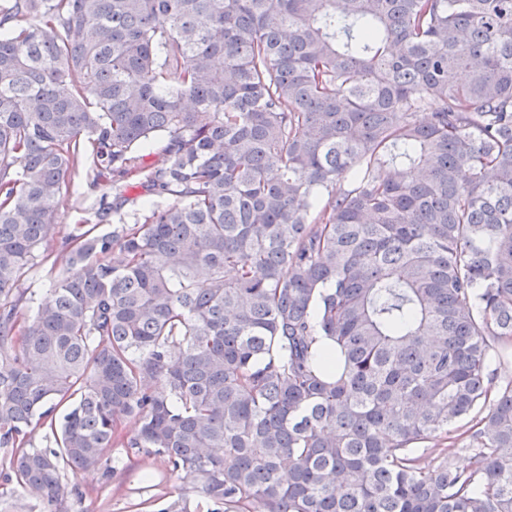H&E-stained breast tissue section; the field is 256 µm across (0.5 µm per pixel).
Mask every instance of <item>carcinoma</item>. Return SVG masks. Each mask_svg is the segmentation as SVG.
<instances>
[{
	"label": "carcinoma",
	"instance_id": "obj_1",
	"mask_svg": "<svg viewBox=\"0 0 512 512\" xmlns=\"http://www.w3.org/2000/svg\"><path fill=\"white\" fill-rule=\"evenodd\" d=\"M511 343L512 0H0L3 484L67 512L120 447L160 512H512ZM74 195L65 208L59 223L60 233L57 238L67 235L74 224H79L83 219L92 217L90 208L98 207L102 195H106V201L112 203V190L110 189H90L84 179H77L74 185ZM74 198H78L81 202V208H87L86 211L76 210L72 208ZM48 266L36 265L23 279L18 288L25 291V297L28 299L30 296L34 299H39L45 295L46 288H48L47 277ZM506 369H508L506 372L499 373L500 370ZM489 373L493 378V386L495 388L512 383V347H509V352L505 351L500 359H496L491 363ZM467 420L461 421L451 428L448 434V440L440 442L430 441L425 443V455L429 459H440L441 448H448V461L455 467L463 468L468 465L470 452L462 449L465 443V435L463 432L469 428ZM450 448V449H449Z\"/></svg>",
	"mask_w": 512,
	"mask_h": 512
}]
</instances>
